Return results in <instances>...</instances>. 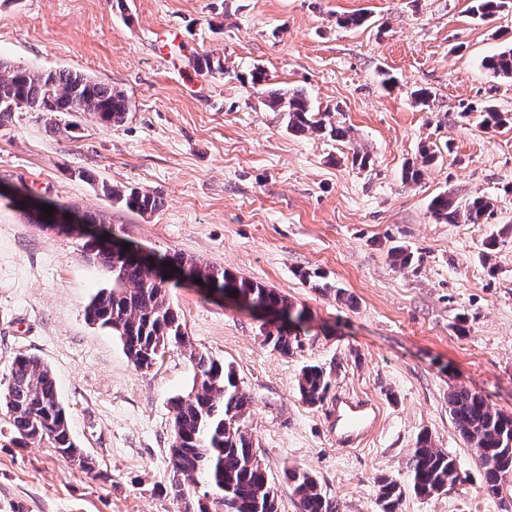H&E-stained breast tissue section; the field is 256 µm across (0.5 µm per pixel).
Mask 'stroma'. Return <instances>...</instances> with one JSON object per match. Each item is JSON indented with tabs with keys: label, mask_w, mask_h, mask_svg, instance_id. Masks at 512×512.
Masks as SVG:
<instances>
[{
	"label": "stroma",
	"mask_w": 512,
	"mask_h": 512,
	"mask_svg": "<svg viewBox=\"0 0 512 512\" xmlns=\"http://www.w3.org/2000/svg\"><path fill=\"white\" fill-rule=\"evenodd\" d=\"M470 0H0V60L72 71L124 90L128 119L90 114L56 132L48 116L0 125V399L16 355L53 370L72 436L95 472L51 449L14 445L0 408V512H179L172 477L173 397L192 384L187 352L169 347L136 368L85 308L109 284L85 256L93 229L41 224L45 201L92 212L118 241L151 257L178 252L286 295L307 320L290 356L263 345L261 315L186 283L172 289L196 350L230 365L254 404L245 421L279 496L312 472L339 512H379L380 478L407 480L416 438L429 433L461 474L447 493H405L401 512H501L448 416L465 386L512 415V122L485 130L463 105L512 113V78L484 57L512 45V12L474 19ZM362 13L369 23L340 26ZM222 60L207 75L192 60ZM263 90L303 91L344 139L288 131ZM426 89L428 105L412 93ZM438 148L418 181H403L421 146ZM370 164H353L354 152ZM88 179H78L79 171ZM160 196L140 215L101 183ZM451 189L485 196V224H440L428 205ZM494 250H487L489 239ZM413 252L394 265L390 249ZM345 289L346 300L304 275ZM333 366L337 393L374 400L380 421L342 448L324 408L305 404L307 364Z\"/></svg>",
	"instance_id": "35a3bbf8"
}]
</instances>
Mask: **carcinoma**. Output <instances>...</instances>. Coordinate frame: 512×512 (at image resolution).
I'll return each instance as SVG.
<instances>
[{"instance_id": "cac0c4a2", "label": "carcinoma", "mask_w": 512, "mask_h": 512, "mask_svg": "<svg viewBox=\"0 0 512 512\" xmlns=\"http://www.w3.org/2000/svg\"><path fill=\"white\" fill-rule=\"evenodd\" d=\"M512 10V0H471L473 15L488 19ZM496 77L512 78V47L482 61ZM267 106L283 113L293 133L309 131L343 139L346 131L335 124L314 119L306 95L268 91ZM132 103L127 93L109 84L72 72H46L18 66L0 75V118L14 112H48L93 115L103 127L125 121ZM483 112L482 124L496 127L509 120L492 107L480 109L469 104L461 113ZM100 190L112 202L142 215L162 206V199L137 188L116 189L101 183ZM493 203L483 196L458 200L450 190L434 196L429 203L432 217L439 223L485 224L493 214ZM85 256L93 259L109 275L110 285L92 298L86 318L120 338L127 358L139 369L151 368L170 345L184 348L195 370L192 386L172 401L171 455L173 475L168 494L186 512H210L209 503L223 512H278L277 490L260 455V448L244 428L253 397L241 389L229 365L196 351L178 312L171 307L170 289L178 281L159 277L132 259L121 260L98 247L93 239L85 244ZM180 269V277L200 279L222 294L228 287L246 296L253 305L276 304L293 314V319L264 334L263 344L288 356L300 346L298 326L304 310L288 297L259 282L239 278L220 266L198 264L180 253L166 254L157 268L168 265ZM332 374L325 367L308 365L298 379L304 403L321 407L331 398ZM5 402L12 405L9 415L14 442L47 448H75L66 411L59 400L52 369L33 355L20 354L11 364V380ZM448 414L462 442L476 456L484 471L485 490L500 498L501 512H512V500L502 496L503 486L512 477V416L490 409L484 397L465 387L448 391ZM288 486L298 499L300 512H338L336 503L322 491L316 477L303 468L285 472ZM459 480L455 460L436 446L431 435L416 439L408 459V484L418 496L448 492ZM201 487L194 497L190 487ZM404 490L393 479L378 481L377 499L381 512H400Z\"/></svg>"}]
</instances>
